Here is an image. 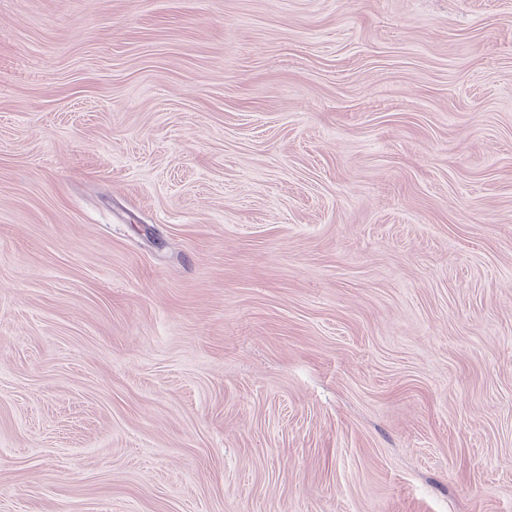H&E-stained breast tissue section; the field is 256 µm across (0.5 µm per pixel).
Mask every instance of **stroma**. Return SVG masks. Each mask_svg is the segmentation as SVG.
Segmentation results:
<instances>
[{"label": "stroma", "instance_id": "1", "mask_svg": "<svg viewBox=\"0 0 512 512\" xmlns=\"http://www.w3.org/2000/svg\"><path fill=\"white\" fill-rule=\"evenodd\" d=\"M0 512H512V0H0Z\"/></svg>", "mask_w": 512, "mask_h": 512}]
</instances>
